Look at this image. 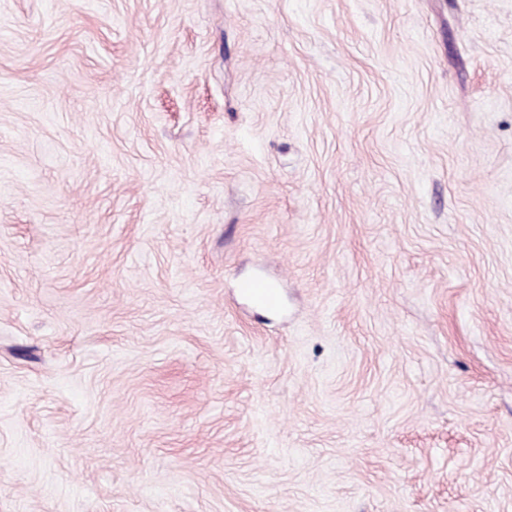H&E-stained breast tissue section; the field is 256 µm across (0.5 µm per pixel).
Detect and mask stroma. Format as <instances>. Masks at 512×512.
<instances>
[{"label": "stroma", "mask_w": 512, "mask_h": 512, "mask_svg": "<svg viewBox=\"0 0 512 512\" xmlns=\"http://www.w3.org/2000/svg\"><path fill=\"white\" fill-rule=\"evenodd\" d=\"M0 512H512V0H0ZM242 294L255 299L270 312L279 311L282 307L281 296L275 288L262 276H256L239 286Z\"/></svg>", "instance_id": "stroma-1"}]
</instances>
